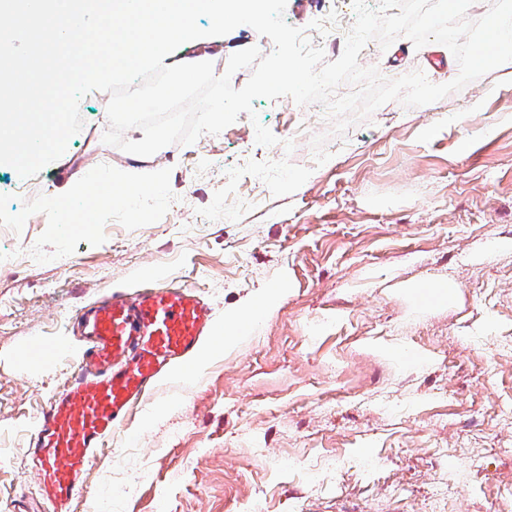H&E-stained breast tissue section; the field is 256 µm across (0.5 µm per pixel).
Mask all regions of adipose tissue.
<instances>
[{
  "mask_svg": "<svg viewBox=\"0 0 512 512\" xmlns=\"http://www.w3.org/2000/svg\"><path fill=\"white\" fill-rule=\"evenodd\" d=\"M262 17L255 0H119L116 13L107 17L81 10L75 0H28L26 13L11 20L18 25L33 20L49 24L57 47L82 62L88 79L142 67L166 71L168 81L159 97L168 100L199 78H224L212 66V41L201 21L222 31L235 19L257 22ZM184 41L199 44L198 54L174 58L172 45Z\"/></svg>",
  "mask_w": 512,
  "mask_h": 512,
  "instance_id": "1",
  "label": "adipose tissue"
}]
</instances>
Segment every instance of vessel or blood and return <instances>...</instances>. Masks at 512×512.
<instances>
[{
  "label": "vessel or blood",
  "instance_id": "obj_1",
  "mask_svg": "<svg viewBox=\"0 0 512 512\" xmlns=\"http://www.w3.org/2000/svg\"><path fill=\"white\" fill-rule=\"evenodd\" d=\"M76 318L84 343L70 385L51 398L25 453L35 471L45 512H56L83 491L85 475L105 438L124 427L130 407L171 369L195 362L214 335L211 305L194 289L148 283L110 294Z\"/></svg>",
  "mask_w": 512,
  "mask_h": 512
}]
</instances>
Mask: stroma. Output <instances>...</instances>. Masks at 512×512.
Wrapping results in <instances>:
<instances>
[{
	"label": "stroma",
	"mask_w": 512,
	"mask_h": 512,
	"mask_svg": "<svg viewBox=\"0 0 512 512\" xmlns=\"http://www.w3.org/2000/svg\"><path fill=\"white\" fill-rule=\"evenodd\" d=\"M382 77L459 66L442 44L398 37ZM480 107H473V100ZM109 95L79 102L65 154L29 182L51 195L125 165L104 143ZM216 135L161 149L172 208L54 224L0 165V512L36 494L25 448L75 369L77 308L159 282L193 287L216 324L278 288L257 326L202 351L109 438L68 512H512V62L429 105L390 101L343 135L259 98ZM434 127L424 136L425 127ZM239 184L224 187V170ZM263 168L266 184L252 186ZM235 201L232 218L213 208ZM418 283L407 293L405 283ZM452 290L437 298L441 284Z\"/></svg>",
	"instance_id": "35a3bbf8"
}]
</instances>
